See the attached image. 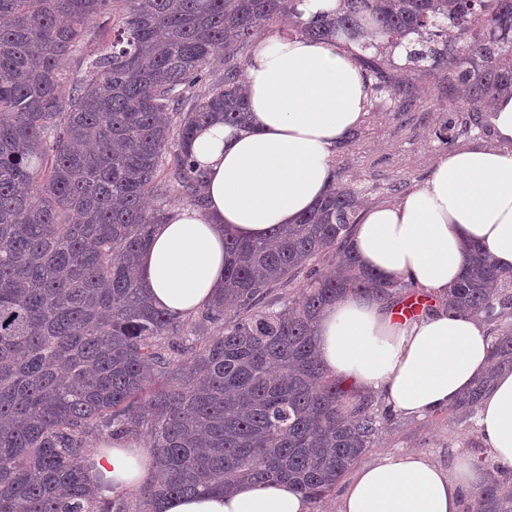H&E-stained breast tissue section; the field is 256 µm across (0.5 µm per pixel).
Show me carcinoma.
<instances>
[{
  "instance_id": "carcinoma-1",
  "label": "carcinoma",
  "mask_w": 512,
  "mask_h": 512,
  "mask_svg": "<svg viewBox=\"0 0 512 512\" xmlns=\"http://www.w3.org/2000/svg\"><path fill=\"white\" fill-rule=\"evenodd\" d=\"M301 2L0 0V512H126L88 480L93 435L152 448L144 512L241 482L286 481L317 502L393 416L329 374L315 344L339 297L372 293L393 308L415 288L360 263L353 185L268 240L227 237L224 288L192 316L153 306L136 274L168 217L162 200L204 204L195 128L217 114L250 120L239 56L274 20L316 41L353 37L365 20L373 56L358 60L377 90L398 50L486 112L512 91V0H340L336 16L306 20ZM93 23L109 46L75 76L68 63ZM302 271L300 303L262 309ZM511 284L512 271L466 248L448 298L499 328L488 370L450 408L462 421L512 371ZM511 477L496 467L463 512H512Z\"/></svg>"
}]
</instances>
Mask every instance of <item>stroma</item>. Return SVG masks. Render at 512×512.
Returning <instances> with one entry per match:
<instances>
[{
  "instance_id": "stroma-1",
  "label": "stroma",
  "mask_w": 512,
  "mask_h": 512,
  "mask_svg": "<svg viewBox=\"0 0 512 512\" xmlns=\"http://www.w3.org/2000/svg\"><path fill=\"white\" fill-rule=\"evenodd\" d=\"M387 80L389 90L370 92L362 123L333 156L337 184H354L363 207L397 201L427 184L437 158L448 150L496 144L490 127L470 128L469 112L459 111L458 93L449 91L439 72L393 67ZM406 451L448 471L476 456L497 462L477 420L461 421L444 409L423 417L396 414L361 462Z\"/></svg>"
}]
</instances>
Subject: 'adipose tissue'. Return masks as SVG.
<instances>
[{
    "label": "adipose tissue",
    "mask_w": 512,
    "mask_h": 512,
    "mask_svg": "<svg viewBox=\"0 0 512 512\" xmlns=\"http://www.w3.org/2000/svg\"><path fill=\"white\" fill-rule=\"evenodd\" d=\"M358 50L344 37L256 40L244 75L250 124L216 120L195 129L189 152L206 175V205L169 211L141 258L140 280L157 308L180 318L195 312L224 284L225 237H269L324 197L334 148L364 117L369 88ZM490 121L496 147L474 144L439 156L425 186L363 210L352 228L365 267L412 279L440 306L398 323L386 304L350 293L316 324L325 368L407 416L455 405L488 366L484 324L446 299L463 274L466 245H480L512 270V95L497 100ZM478 423L497 458L512 463V372L500 374L485 395ZM149 460L144 448L100 449L92 476L122 494L140 486ZM484 483L482 471L465 467L451 475L415 452L384 455L356 473L337 512H459L462 490ZM163 512H310V506L289 483H243L229 493L169 498Z\"/></svg>",
    "instance_id": "obj_1"
}]
</instances>
